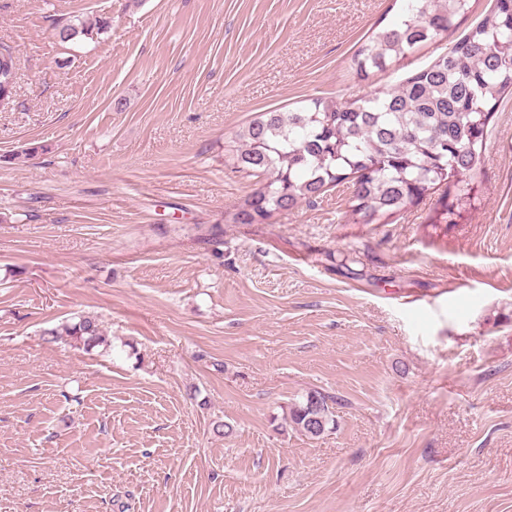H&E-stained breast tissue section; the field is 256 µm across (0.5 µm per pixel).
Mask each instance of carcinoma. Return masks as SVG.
<instances>
[{"mask_svg": "<svg viewBox=\"0 0 512 512\" xmlns=\"http://www.w3.org/2000/svg\"><path fill=\"white\" fill-rule=\"evenodd\" d=\"M470 0H403L390 27L375 34L352 58L357 77L383 71L416 47L448 33L465 17ZM105 18H76L54 25L62 43L108 32ZM512 94V0L492 9L430 66L386 92L344 103L311 98L283 112H259L236 134L228 161L262 178L231 215L234 224H264L289 210L352 184L356 224H381L456 176V202L442 219L456 223L472 188L466 177L477 168L486 129L500 98ZM44 335L89 351L108 346L99 319L81 315ZM336 397L314 390L284 413L285 425L318 438L313 424L334 427Z\"/></svg>", "mask_w": 512, "mask_h": 512, "instance_id": "cac0c4a2", "label": "carcinoma"}]
</instances>
